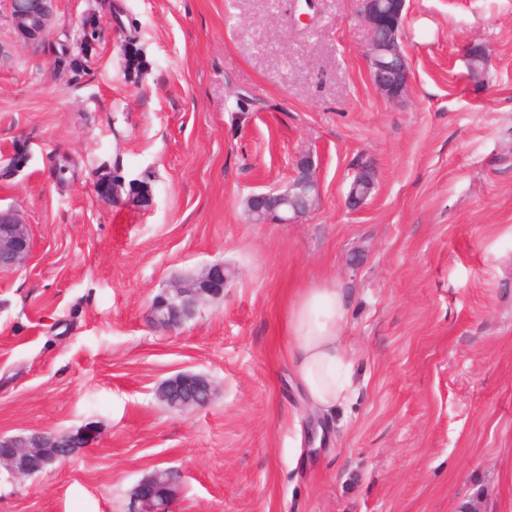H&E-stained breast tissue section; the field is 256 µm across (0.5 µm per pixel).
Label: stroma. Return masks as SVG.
I'll return each mask as SVG.
<instances>
[{"mask_svg": "<svg viewBox=\"0 0 512 512\" xmlns=\"http://www.w3.org/2000/svg\"><path fill=\"white\" fill-rule=\"evenodd\" d=\"M118 2L149 63L138 82L117 30L76 74L17 41L0 0V167L29 155L0 207L34 237L0 271V434L98 429L0 481V512H129L159 467L180 476L172 512H512V0H408L399 103L372 83L356 0ZM471 43L490 54L479 83ZM308 153L316 208L251 223L247 198ZM362 166L375 189L353 207ZM100 170L149 183L152 208L101 202ZM218 261L236 273L223 298L153 329L152 298ZM323 286L348 303L356 386L326 417L281 339L290 303ZM181 372L213 382L208 405L157 400Z\"/></svg>", "mask_w": 512, "mask_h": 512, "instance_id": "obj_1", "label": "stroma"}]
</instances>
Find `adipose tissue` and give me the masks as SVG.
Wrapping results in <instances>:
<instances>
[{"label": "adipose tissue", "instance_id": "adipose-tissue-1", "mask_svg": "<svg viewBox=\"0 0 512 512\" xmlns=\"http://www.w3.org/2000/svg\"><path fill=\"white\" fill-rule=\"evenodd\" d=\"M347 308L340 289L307 288L286 320L288 360L309 407L332 413L355 393L352 363L341 341Z\"/></svg>", "mask_w": 512, "mask_h": 512}]
</instances>
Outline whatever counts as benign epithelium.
Returning a JSON list of instances; mask_svg holds the SVG:
<instances>
[{
	"label": "benign epithelium",
	"mask_w": 512,
	"mask_h": 512,
	"mask_svg": "<svg viewBox=\"0 0 512 512\" xmlns=\"http://www.w3.org/2000/svg\"><path fill=\"white\" fill-rule=\"evenodd\" d=\"M8 18L18 36L26 43L41 44L60 40L53 32V0H7ZM406 0H359V16L368 30L366 58L373 84L388 100L398 102L406 95L410 73L401 46L404 41L403 19ZM106 28L95 15L81 24L82 55L91 56L94 47L105 39ZM94 191L107 204L123 201L122 194L134 199L143 194L146 206L153 203L150 189L140 182L118 180L109 172L95 176ZM319 192L312 157L301 155L294 174L284 187L248 197L252 210L266 220L280 224H298L306 212L286 208L292 198L308 192ZM33 249L32 234L12 209H0V269L24 266ZM229 277L222 263L205 266L200 272L174 279L149 303L148 317L154 326L173 333L196 316L200 307L224 297ZM212 382L205 376L183 372L167 379L157 391V399L171 410L189 411L207 405L212 397ZM97 438L94 425H84L75 431L19 433L0 435V472L11 480L41 474L72 456L78 449L92 444ZM177 495L175 477L170 469H156L143 478L133 490L131 512H171Z\"/></svg>",
	"instance_id": "1"
}]
</instances>
